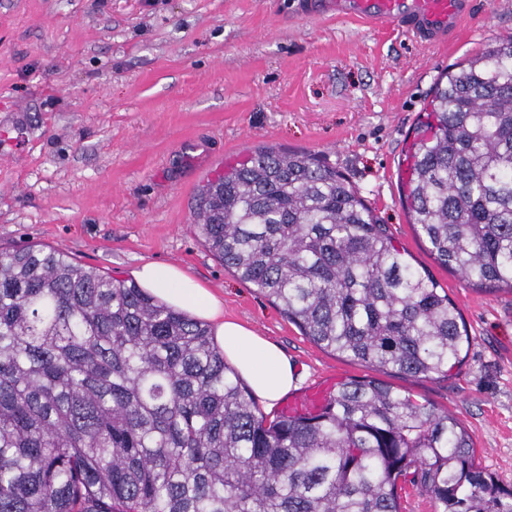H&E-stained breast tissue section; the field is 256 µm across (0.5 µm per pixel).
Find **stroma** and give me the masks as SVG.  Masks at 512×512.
Masks as SVG:
<instances>
[{
	"label": "stroma",
	"mask_w": 512,
	"mask_h": 512,
	"mask_svg": "<svg viewBox=\"0 0 512 512\" xmlns=\"http://www.w3.org/2000/svg\"><path fill=\"white\" fill-rule=\"evenodd\" d=\"M444 45L396 26L312 18L297 0H0V248L69 253L128 279L179 265L295 364L298 391L371 375L321 349L193 230V198L261 146L320 156L371 203L408 261L460 310L452 376L384 374L453 415L512 488V291L439 265L400 198L404 153L448 65L512 38V0H473Z\"/></svg>",
	"instance_id": "1"
}]
</instances>
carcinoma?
Returning a JSON list of instances; mask_svg holds the SVG:
<instances>
[{
  "label": "carcinoma",
  "mask_w": 512,
  "mask_h": 512,
  "mask_svg": "<svg viewBox=\"0 0 512 512\" xmlns=\"http://www.w3.org/2000/svg\"><path fill=\"white\" fill-rule=\"evenodd\" d=\"M403 184L443 267L512 290V38L448 68ZM204 246L325 350L445 375L469 341L335 167L262 147L207 181ZM512 512L452 415L376 378L314 416L258 411L210 326L40 245L0 252V512Z\"/></svg>",
  "instance_id": "carcinoma-1"
}]
</instances>
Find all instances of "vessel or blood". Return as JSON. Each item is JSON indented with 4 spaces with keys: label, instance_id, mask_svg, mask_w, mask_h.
Listing matches in <instances>:
<instances>
[{
    "label": "vessel or blood",
    "instance_id": "vessel-or-blood-1",
    "mask_svg": "<svg viewBox=\"0 0 512 512\" xmlns=\"http://www.w3.org/2000/svg\"><path fill=\"white\" fill-rule=\"evenodd\" d=\"M305 9L312 15L333 12L388 21L418 42L448 40L472 11L470 0H307ZM326 398L327 390L320 386L295 398L290 406L314 413L324 407Z\"/></svg>",
    "mask_w": 512,
    "mask_h": 512
}]
</instances>
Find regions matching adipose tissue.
I'll use <instances>...</instances> for the list:
<instances>
[{"mask_svg": "<svg viewBox=\"0 0 512 512\" xmlns=\"http://www.w3.org/2000/svg\"><path fill=\"white\" fill-rule=\"evenodd\" d=\"M143 288L169 305L209 321L225 358L238 369L254 395L274 406L296 387L295 368L279 348L239 322L225 319L220 300L179 266L147 262L134 272Z\"/></svg>", "mask_w": 512, "mask_h": 512, "instance_id": "1", "label": "adipose tissue"}]
</instances>
